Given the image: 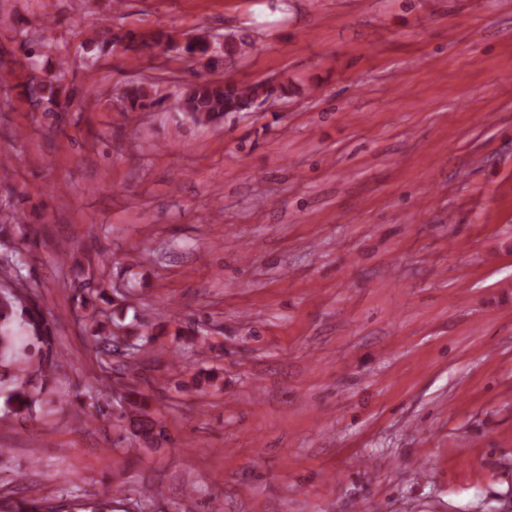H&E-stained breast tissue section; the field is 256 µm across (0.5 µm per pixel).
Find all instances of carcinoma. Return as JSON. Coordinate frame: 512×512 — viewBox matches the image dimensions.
<instances>
[{
	"label": "carcinoma",
	"mask_w": 512,
	"mask_h": 512,
	"mask_svg": "<svg viewBox=\"0 0 512 512\" xmlns=\"http://www.w3.org/2000/svg\"><path fill=\"white\" fill-rule=\"evenodd\" d=\"M21 43L27 46L25 61L19 63V69L9 66L5 59L7 52L0 48V65L8 68L12 75V88L24 87V97L36 108L40 100L58 103L60 89L52 77L43 74L36 78L29 73L35 63L34 57L41 52L42 44L29 39L26 29L18 31ZM262 84L247 85L230 82L222 85L204 76L182 86L178 98L189 104L195 114V120L217 121L227 113L254 111L253 103L260 93ZM109 99L124 104V112H143L154 105L151 90L140 82H127L112 88ZM20 198L8 197L0 206V281L7 289H0V367H9L26 355L28 346L34 347L35 365L32 377L10 379V386L4 397V406L11 414L19 418H31L39 405L37 386L46 385L56 372L63 352L56 339L57 322L47 309L37 290L23 280L21 267L24 251L32 250L34 242H16L15 230L20 225L13 221L17 213ZM75 316L87 323L88 332L99 369L104 373L112 372V340L121 331L128 340V355L135 356L145 346L153 343L163 334L164 325H138L126 322L128 296L111 285L97 279L79 284L73 299ZM191 384L201 390H221L223 378L211 369L206 375H193ZM87 400L80 401V409L88 411L91 421L108 418L130 435L137 444L158 449L169 441L166 427L154 415L155 393L137 378V373L122 382L119 396V416H114L112 403L103 398L101 391L88 392ZM0 512H47L44 499H26L0 496Z\"/></svg>",
	"instance_id": "1"
}]
</instances>
